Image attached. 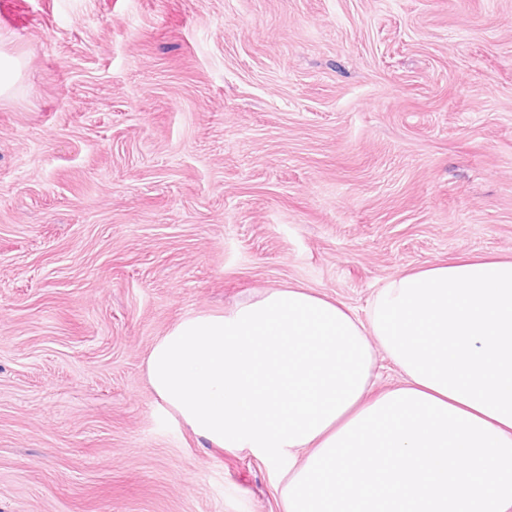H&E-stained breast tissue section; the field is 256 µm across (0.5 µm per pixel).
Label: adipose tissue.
I'll list each match as a JSON object with an SVG mask.
<instances>
[{
    "label": "adipose tissue",
    "instance_id": "adipose-tissue-1",
    "mask_svg": "<svg viewBox=\"0 0 512 512\" xmlns=\"http://www.w3.org/2000/svg\"><path fill=\"white\" fill-rule=\"evenodd\" d=\"M399 382L373 389L377 353ZM146 376L200 440L284 464L282 512H512V258L401 273L367 317L301 284L180 319Z\"/></svg>",
    "mask_w": 512,
    "mask_h": 512
}]
</instances>
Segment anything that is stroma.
Returning a JSON list of instances; mask_svg holds the SVG:
<instances>
[{
  "instance_id": "35a3bbf8",
  "label": "stroma",
  "mask_w": 512,
  "mask_h": 512,
  "mask_svg": "<svg viewBox=\"0 0 512 512\" xmlns=\"http://www.w3.org/2000/svg\"><path fill=\"white\" fill-rule=\"evenodd\" d=\"M0 512H281L145 371L181 318L512 257V0H0ZM20 73V63L13 58L0 56V97L9 96Z\"/></svg>"
}]
</instances>
